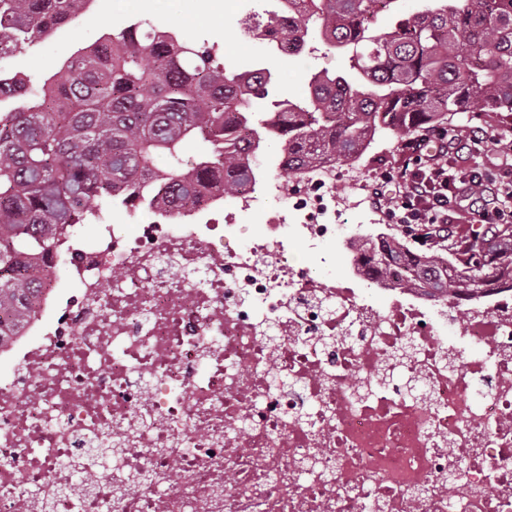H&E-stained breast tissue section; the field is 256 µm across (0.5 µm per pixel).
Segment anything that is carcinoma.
Listing matches in <instances>:
<instances>
[{"mask_svg": "<svg viewBox=\"0 0 512 512\" xmlns=\"http://www.w3.org/2000/svg\"><path fill=\"white\" fill-rule=\"evenodd\" d=\"M89 0H0V59L47 38ZM291 30L297 45L315 33L348 55L341 74L315 73L303 98L251 121L267 99L269 69L242 70L205 45L136 22L111 44L75 51L64 70L38 82L3 78L0 96V344L24 323L33 260L62 251L71 225L100 221L112 204H175L184 213L207 192L234 195L257 167L264 137L280 146V168L350 161L374 137L450 122L472 105L512 117V0H432L422 10L377 17L397 0H301ZM193 144L198 169L181 154ZM454 265L437 251L416 253L398 235L354 245L369 267L406 268L402 288L436 297L478 295L512 281V224L497 231L495 259L476 229Z\"/></svg>", "mask_w": 512, "mask_h": 512, "instance_id": "1", "label": "carcinoma"}]
</instances>
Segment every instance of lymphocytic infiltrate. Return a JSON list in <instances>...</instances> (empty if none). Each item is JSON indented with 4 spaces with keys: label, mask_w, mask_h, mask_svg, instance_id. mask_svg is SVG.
Returning <instances> with one entry per match:
<instances>
[{
    "label": "lymphocytic infiltrate",
    "mask_w": 512,
    "mask_h": 512,
    "mask_svg": "<svg viewBox=\"0 0 512 512\" xmlns=\"http://www.w3.org/2000/svg\"><path fill=\"white\" fill-rule=\"evenodd\" d=\"M503 138V132L480 127L462 135L440 130L435 135L438 149L431 155L421 154L417 143H408L415 156L413 167L383 177L397 184L394 194L382 199L388 217L408 230L437 229L450 237V212L468 208L486 237H495L498 226L512 224V169L496 178L475 169L452 173L443 158L451 153L476 155Z\"/></svg>",
    "instance_id": "lymphocytic-infiltrate-1"
}]
</instances>
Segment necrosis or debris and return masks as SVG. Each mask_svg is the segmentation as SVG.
Masks as SVG:
<instances>
[{
	"instance_id": "4bbe7bcc",
	"label": "necrosis or debris",
	"mask_w": 512,
	"mask_h": 512,
	"mask_svg": "<svg viewBox=\"0 0 512 512\" xmlns=\"http://www.w3.org/2000/svg\"><path fill=\"white\" fill-rule=\"evenodd\" d=\"M364 200L358 167L326 165L211 190L186 222L126 205L133 231L69 235V288L35 265L0 346V512H512V285L433 301L399 271L322 280Z\"/></svg>"
}]
</instances>
